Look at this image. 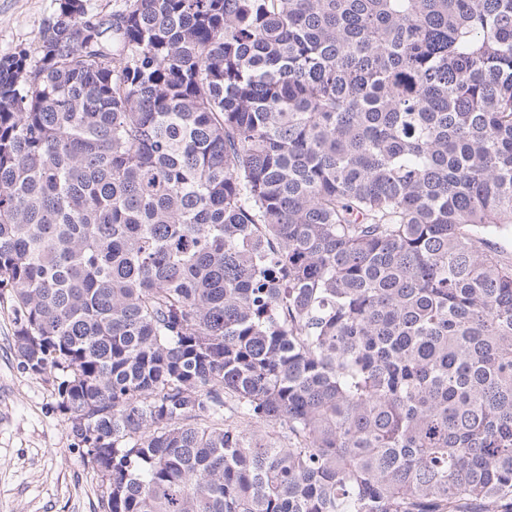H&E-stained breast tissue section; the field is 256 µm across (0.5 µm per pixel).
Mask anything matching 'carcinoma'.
<instances>
[{
    "label": "carcinoma",
    "mask_w": 512,
    "mask_h": 512,
    "mask_svg": "<svg viewBox=\"0 0 512 512\" xmlns=\"http://www.w3.org/2000/svg\"><path fill=\"white\" fill-rule=\"evenodd\" d=\"M56 4L0 299L106 512H512V0Z\"/></svg>",
    "instance_id": "1"
}]
</instances>
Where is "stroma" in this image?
<instances>
[{"label": "stroma", "instance_id": "1", "mask_svg": "<svg viewBox=\"0 0 512 512\" xmlns=\"http://www.w3.org/2000/svg\"><path fill=\"white\" fill-rule=\"evenodd\" d=\"M56 0H0V55L33 45ZM102 481L69 432L54 386L22 371L0 301V512H104Z\"/></svg>", "mask_w": 512, "mask_h": 512}]
</instances>
